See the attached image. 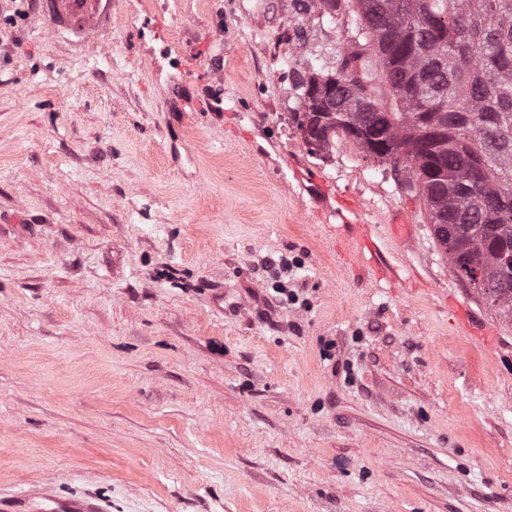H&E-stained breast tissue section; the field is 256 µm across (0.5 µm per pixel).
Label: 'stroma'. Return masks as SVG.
Listing matches in <instances>:
<instances>
[{"instance_id": "stroma-1", "label": "stroma", "mask_w": 512, "mask_h": 512, "mask_svg": "<svg viewBox=\"0 0 512 512\" xmlns=\"http://www.w3.org/2000/svg\"><path fill=\"white\" fill-rule=\"evenodd\" d=\"M354 41L304 0H112L84 49L0 0L1 499L512 512V320L401 170L292 119Z\"/></svg>"}]
</instances>
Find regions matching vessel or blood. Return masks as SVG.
Here are the masks:
<instances>
[{"instance_id": "1", "label": "vessel or blood", "mask_w": 512, "mask_h": 512, "mask_svg": "<svg viewBox=\"0 0 512 512\" xmlns=\"http://www.w3.org/2000/svg\"><path fill=\"white\" fill-rule=\"evenodd\" d=\"M54 32L71 34L80 46L112 26V0H38ZM34 512H100L88 499L50 498Z\"/></svg>"}]
</instances>
